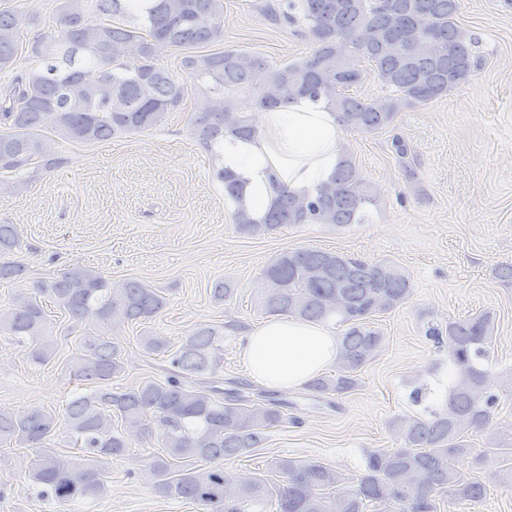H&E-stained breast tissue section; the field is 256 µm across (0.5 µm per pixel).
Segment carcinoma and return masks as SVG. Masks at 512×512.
<instances>
[{"label":"carcinoma","instance_id":"1","mask_svg":"<svg viewBox=\"0 0 512 512\" xmlns=\"http://www.w3.org/2000/svg\"><path fill=\"white\" fill-rule=\"evenodd\" d=\"M271 21L302 23L315 47L290 62L270 61L242 49L187 55L181 68L207 94V110L190 118L193 135L210 148L226 135L245 138L261 112L298 96L324 100L344 129L375 134L390 127L399 112L441 98L473 75L472 43L456 23L458 0H286L266 4ZM224 0H154L147 15L127 0H59L53 35L30 46L26 64L16 68L21 32L34 20L13 7L0 9V72L16 71L0 90V172L7 188L27 183L37 164H59L52 145L37 137L51 122L64 141L101 142L161 125L180 110L183 79L160 63L168 47H203L223 31ZM372 68L382 93L360 97L350 88L364 81L360 63ZM224 198L233 205L239 233L264 235L299 224H363L377 203L376 190L353 158L342 155L336 177L312 197L279 191L256 219L241 205L243 187L229 170H217ZM19 245L16 229L0 224V256ZM73 317H90L99 332L78 342L71 370L86 385L64 417L43 406L0 411V444L40 448L31 472L40 496L59 504L91 500L107 488V468L128 456L135 439L158 428L163 452L149 457L153 490L178 497L203 512H365L388 504L400 512H436V496L458 504L480 502L488 488L455 462L470 456L476 469L494 463L512 473V434H496L480 453L464 430L487 429L504 396L512 394V374L494 384L483 361L495 332L490 310L431 327L428 336L448 335L451 382L444 404L427 418L393 422L404 446L376 449L365 473L342 494L345 475L313 460L277 458L270 473L245 477L234 462L263 447L269 430L283 420V403L260 391L256 397L213 385L189 382L213 375L224 362V334L202 326L178 348L160 334L141 337L150 355L168 359L172 370L112 389L124 374L120 347L106 333L116 321L140 323L166 305L156 289L135 280L109 281L73 267L39 287ZM409 275L385 260L374 262L316 249L285 250L261 270L258 307L269 315L345 326L335 374L308 384L316 394L348 393L381 350L384 336L371 317L406 303ZM33 345L31 360L49 362L56 353L42 301L29 297L0 308V329ZM80 453L44 447L61 425Z\"/></svg>","mask_w":512,"mask_h":512}]
</instances>
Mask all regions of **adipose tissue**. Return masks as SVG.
<instances>
[{
	"mask_svg": "<svg viewBox=\"0 0 512 512\" xmlns=\"http://www.w3.org/2000/svg\"><path fill=\"white\" fill-rule=\"evenodd\" d=\"M342 153L343 130L335 111L306 97L260 113L251 137L228 136L214 147L217 163L244 186L243 207L257 218L280 189L313 195L334 178ZM338 348L330 325L280 315L254 327L239 356L253 382L287 394L334 365Z\"/></svg>",
	"mask_w": 512,
	"mask_h": 512,
	"instance_id": "ef3b65f1",
	"label": "adipose tissue"
}]
</instances>
